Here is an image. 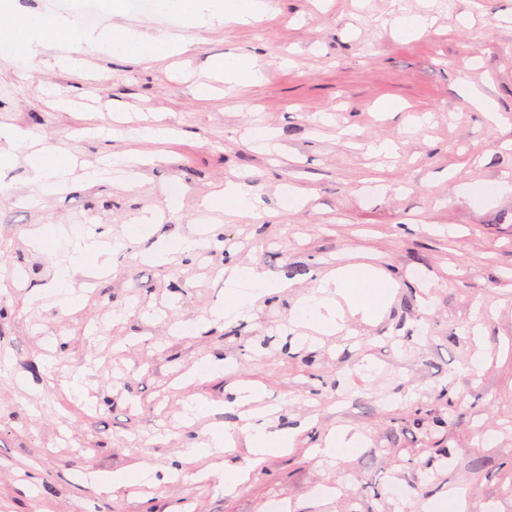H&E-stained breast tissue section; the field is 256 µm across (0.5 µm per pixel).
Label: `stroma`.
Returning <instances> with one entry per match:
<instances>
[{
	"label": "stroma",
	"instance_id": "35a3bbf8",
	"mask_svg": "<svg viewBox=\"0 0 512 512\" xmlns=\"http://www.w3.org/2000/svg\"><path fill=\"white\" fill-rule=\"evenodd\" d=\"M272 2L244 28L129 13L140 31L190 42L150 62L104 43L71 50L74 68L55 48L0 51V125L86 165L147 160L36 197L24 161L0 171V512H268L276 500L288 512H450L461 486L468 512H512V0ZM424 12L434 23L414 38L391 25ZM35 14L79 16L70 0H0V16ZM228 53L256 56L265 79L224 83L211 64ZM199 81L209 98L194 95ZM108 123L126 137H93ZM146 125L176 135L135 137ZM254 127L273 132L274 151L250 143ZM376 141L394 153H373ZM239 179L258 216L201 207ZM77 225L119 250L103 272L72 273L69 303L52 283ZM211 225L223 245L151 258ZM353 255L396 281L388 308L312 335L297 322L302 297ZM234 265L285 289L227 323ZM245 382L275 408V429H296L286 452L255 458L231 405ZM195 403L209 414L188 419ZM217 427L249 471L230 490L212 459L182 461ZM339 430L354 451L320 455ZM147 466L182 475L153 490ZM115 474L124 486L101 491Z\"/></svg>",
	"mask_w": 512,
	"mask_h": 512
}]
</instances>
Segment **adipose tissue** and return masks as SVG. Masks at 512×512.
Wrapping results in <instances>:
<instances>
[{
  "instance_id": "adipose-tissue-1",
  "label": "adipose tissue",
  "mask_w": 512,
  "mask_h": 512,
  "mask_svg": "<svg viewBox=\"0 0 512 512\" xmlns=\"http://www.w3.org/2000/svg\"><path fill=\"white\" fill-rule=\"evenodd\" d=\"M174 8L184 26H194L205 13H215L225 23L249 25L270 13V0H175ZM22 36L25 44H43L47 41L61 46L77 42L89 45L107 42L113 53L132 56L141 61H152L163 53H184L188 43L184 37L161 42L148 34L121 25L93 35L85 32L63 17L34 15L24 20L19 31L0 25V40L10 41ZM30 183L34 192L57 191L60 180L69 173L72 161L56 154L53 146L46 145L28 157ZM225 287L235 294L224 308V316L239 320L250 315L256 302L267 295L269 285L253 267L241 265L225 270ZM395 280L383 270L366 261H350L335 269L331 275L304 299L307 325L315 332L332 334L344 321L345 311H353L363 319L376 318L388 305ZM347 301V308H340V301Z\"/></svg>"
}]
</instances>
